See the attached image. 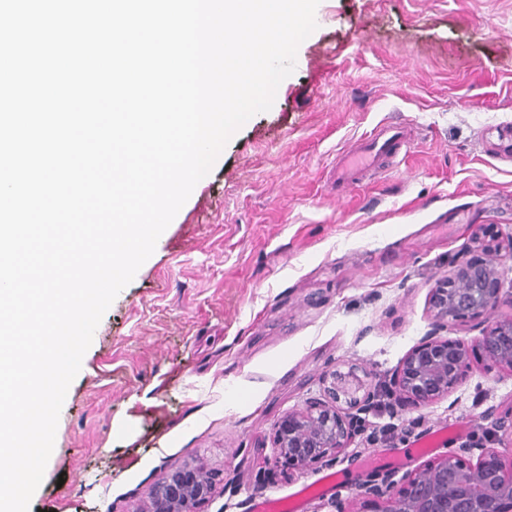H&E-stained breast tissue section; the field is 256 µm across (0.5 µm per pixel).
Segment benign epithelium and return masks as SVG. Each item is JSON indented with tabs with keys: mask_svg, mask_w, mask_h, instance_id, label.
I'll return each mask as SVG.
<instances>
[{
	"mask_svg": "<svg viewBox=\"0 0 512 512\" xmlns=\"http://www.w3.org/2000/svg\"><path fill=\"white\" fill-rule=\"evenodd\" d=\"M503 303L499 270L478 259L456 265L435 288L432 331L402 361L390 387L407 398L429 401L448 394L458 375L469 367L465 344L440 336L449 323L478 316ZM487 358L512 370V315L484 331ZM327 397L311 401L274 428L277 459L292 460L306 469L331 452L349 446L359 432L357 415L368 410L374 396L371 383L357 371H335L324 380ZM346 407H341V404ZM405 488L391 491V475L367 479L364 495L388 492L378 512H512V467L506 468L493 448L475 464L446 456L405 476ZM216 482L202 462L177 468L159 478L130 512H201L215 494Z\"/></svg>",
	"mask_w": 512,
	"mask_h": 512,
	"instance_id": "benign-epithelium-1",
	"label": "benign epithelium"
}]
</instances>
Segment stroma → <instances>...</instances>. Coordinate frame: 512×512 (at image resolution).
<instances>
[{"label":"stroma","instance_id":"1","mask_svg":"<svg viewBox=\"0 0 512 512\" xmlns=\"http://www.w3.org/2000/svg\"><path fill=\"white\" fill-rule=\"evenodd\" d=\"M315 17L277 101L228 141L103 315L29 512H129L195 460L217 475L204 512H252L254 496L333 471L343 484L300 512H375L361 459L397 482L447 455L512 462L494 430L512 371L479 345L504 304L449 327L470 367L447 396H389L309 469L256 463L275 456L277 421L323 398L324 374L355 367L376 385L398 369L473 237L512 290V0H321ZM380 124L409 151L337 180L343 152ZM457 421L463 435L418 447Z\"/></svg>","mask_w":512,"mask_h":512}]
</instances>
